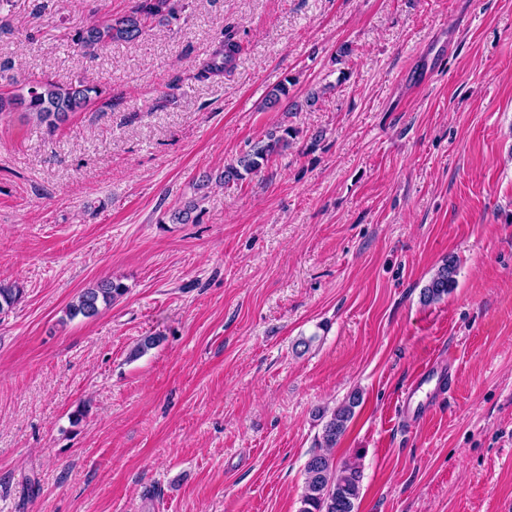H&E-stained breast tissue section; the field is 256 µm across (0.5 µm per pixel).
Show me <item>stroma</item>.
Returning a JSON list of instances; mask_svg holds the SVG:
<instances>
[{
  "mask_svg": "<svg viewBox=\"0 0 512 512\" xmlns=\"http://www.w3.org/2000/svg\"><path fill=\"white\" fill-rule=\"evenodd\" d=\"M188 2L93 57L70 32L135 0L0 4V64L104 90L52 134L0 115V512H299L316 411L355 391L358 512H512V0ZM287 77L317 104L262 109ZM280 125L288 151L215 184ZM108 276L126 294L69 317ZM429 362L450 388L417 421ZM456 265L453 260L446 261L432 276L429 284L423 289V302L430 304L448 295L454 287Z\"/></svg>",
  "mask_w": 512,
  "mask_h": 512,
  "instance_id": "1",
  "label": "stroma"
}]
</instances>
